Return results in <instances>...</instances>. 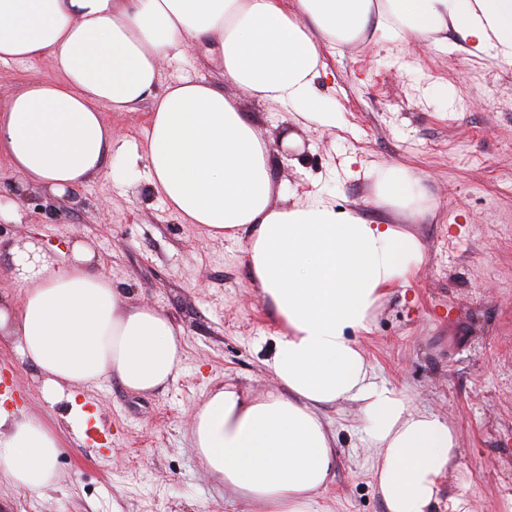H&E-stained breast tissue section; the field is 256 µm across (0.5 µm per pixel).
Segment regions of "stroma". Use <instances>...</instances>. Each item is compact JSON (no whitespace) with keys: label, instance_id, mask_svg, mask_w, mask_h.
I'll return each mask as SVG.
<instances>
[{"label":"stroma","instance_id":"1","mask_svg":"<svg viewBox=\"0 0 512 512\" xmlns=\"http://www.w3.org/2000/svg\"><path fill=\"white\" fill-rule=\"evenodd\" d=\"M322 86L335 127L304 122L287 106L243 94L219 60L187 50L163 61L159 88L180 78L206 82L235 99L273 155V203L296 194L415 236L422 261L387 290L355 340L377 382L410 409L446 419L457 446L432 512H512V61L477 52L456 32L403 43L368 29L324 58ZM56 74L52 61L0 64V110L31 82ZM447 85V101L429 87ZM293 135L295 145L282 141ZM415 171L422 201L407 211L376 201L377 171ZM119 160L57 197L0 172V198L22 193L18 217L0 221V251L39 233L44 244L85 241L102 271L132 304L162 308L185 332L183 369L167 390L128 391L105 379L81 393L97 426L112 433L99 454L73 432L67 404L49 405L12 339L0 336V373L13 403L55 425L61 448L57 489L47 497L0 484V512H266L241 504L200 464L190 440L197 403L218 385L260 397L277 381L264 360L273 350L269 306L250 283L247 238L211 239L181 223L152 194L144 175L121 174ZM338 456L316 512H387L371 467L357 406L327 408Z\"/></svg>","mask_w":512,"mask_h":512}]
</instances>
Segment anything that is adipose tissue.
Segmentation results:
<instances>
[{
	"label": "adipose tissue",
	"mask_w": 512,
	"mask_h": 512,
	"mask_svg": "<svg viewBox=\"0 0 512 512\" xmlns=\"http://www.w3.org/2000/svg\"><path fill=\"white\" fill-rule=\"evenodd\" d=\"M394 39L455 31L478 51L512 58V0H0V62L52 60L56 78L29 85L0 111V164L61 196L101 174L113 153L144 166L152 192L181 223L214 239L248 235L252 283L271 303L278 390L255 398L220 386L197 405L191 444L203 466L242 502L310 512L334 476L324 406L356 405L377 448L373 469L388 512H430L456 448L447 421L409 411L375 380L352 339L367 330L385 288L421 259L418 240L336 211L318 195L273 206L270 147L235 100L184 80L157 93L159 65L188 48L220 60L244 93L336 123L318 91L324 50L369 26ZM151 101L141 142L113 138L103 111ZM419 179L391 164L377 200L413 202ZM0 335L32 368L44 400L89 418L79 391L104 378L135 393L174 383L185 333L161 308L131 304L84 242L46 249L37 236L8 249ZM59 437L38 417L0 408V481L20 494L54 490Z\"/></svg>",
	"instance_id": "ef3b65f1"
}]
</instances>
